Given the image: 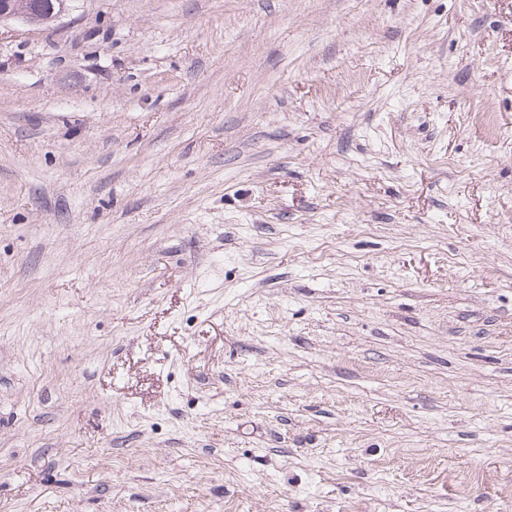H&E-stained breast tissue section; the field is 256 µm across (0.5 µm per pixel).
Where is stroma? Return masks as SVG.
I'll return each instance as SVG.
<instances>
[{
  "label": "stroma",
  "instance_id": "35a3bbf8",
  "mask_svg": "<svg viewBox=\"0 0 512 512\" xmlns=\"http://www.w3.org/2000/svg\"><path fill=\"white\" fill-rule=\"evenodd\" d=\"M0 512H512V0L0 25Z\"/></svg>",
  "mask_w": 512,
  "mask_h": 512
}]
</instances>
